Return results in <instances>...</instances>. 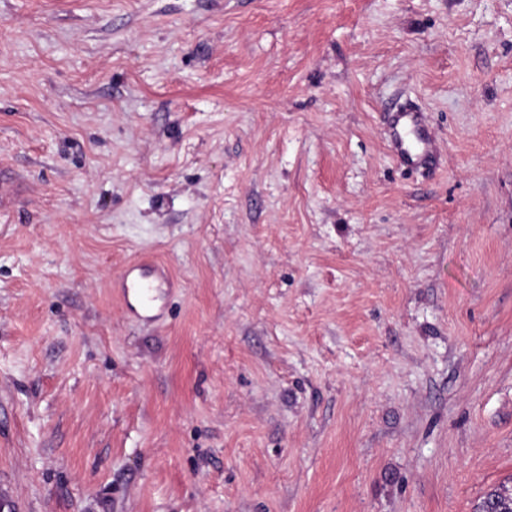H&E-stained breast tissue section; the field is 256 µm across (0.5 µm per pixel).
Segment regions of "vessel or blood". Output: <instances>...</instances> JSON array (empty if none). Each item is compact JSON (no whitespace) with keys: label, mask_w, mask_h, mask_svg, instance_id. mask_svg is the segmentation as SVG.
<instances>
[{"label":"vessel or blood","mask_w":512,"mask_h":512,"mask_svg":"<svg viewBox=\"0 0 512 512\" xmlns=\"http://www.w3.org/2000/svg\"><path fill=\"white\" fill-rule=\"evenodd\" d=\"M395 161L415 170L428 165L434 156L432 131L422 112L406 107L389 111L386 124ZM168 269L157 262H135L120 282L122 299L128 309L148 317L157 307L163 290L170 285Z\"/></svg>","instance_id":"b4317fda"}]
</instances>
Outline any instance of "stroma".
I'll return each mask as SVG.
<instances>
[{
	"mask_svg": "<svg viewBox=\"0 0 512 512\" xmlns=\"http://www.w3.org/2000/svg\"><path fill=\"white\" fill-rule=\"evenodd\" d=\"M424 113L431 171L384 114ZM8 512H474L512 483V0H0ZM164 264L160 316L112 286Z\"/></svg>",
	"mask_w": 512,
	"mask_h": 512,
	"instance_id": "stroma-1",
	"label": "stroma"
}]
</instances>
